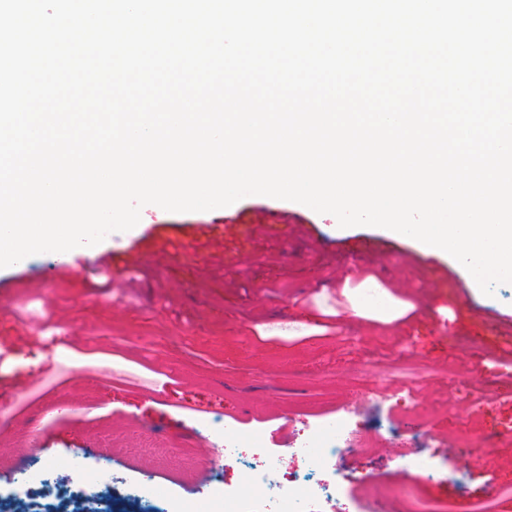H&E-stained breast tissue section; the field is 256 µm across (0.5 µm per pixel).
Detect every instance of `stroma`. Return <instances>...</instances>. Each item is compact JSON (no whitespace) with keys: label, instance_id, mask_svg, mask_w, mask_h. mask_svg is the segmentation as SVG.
Wrapping results in <instances>:
<instances>
[{"label":"stroma","instance_id":"stroma-1","mask_svg":"<svg viewBox=\"0 0 512 512\" xmlns=\"http://www.w3.org/2000/svg\"><path fill=\"white\" fill-rule=\"evenodd\" d=\"M258 208L288 212L308 235L244 224L206 259L188 249L118 275L91 261L136 247L162 221L220 224ZM371 242L391 252L388 264L362 253ZM368 282L388 292L390 309L362 304ZM498 323L512 324V284L484 295L460 265L376 227L342 228L265 196L204 212L145 206L134 228L97 245L0 268V501L26 499L10 469L24 448L65 477L80 448L118 475L192 494L182 459L197 456L201 434L221 452L210 424L264 427L269 448L287 454L304 417L399 374L422 379L410 408L433 436L426 452L440 473L416 481L403 469L415 451L411 422L390 421L380 403L362 423V451L336 460L345 493L398 494L404 512H470L478 502L512 512V376L485 367ZM480 440L487 452L470 459Z\"/></svg>","mask_w":512,"mask_h":512}]
</instances>
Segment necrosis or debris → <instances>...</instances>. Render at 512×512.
I'll return each mask as SVG.
<instances>
[{"mask_svg": "<svg viewBox=\"0 0 512 512\" xmlns=\"http://www.w3.org/2000/svg\"><path fill=\"white\" fill-rule=\"evenodd\" d=\"M361 416L358 404L345 403L330 416L303 420L296 447L310 459L304 474L285 467L261 431L250 432L249 448H241L245 436L229 424L224 427V461L247 464L249 484L261 491L254 512H314L319 504L327 505V512H370L346 499L336 473L337 456L357 447ZM108 481L105 469L86 466L69 492L79 502L95 504L96 512H108L119 499L140 504L146 512H244L240 487L218 481L193 501L142 481L127 484L114 500L108 496Z\"/></svg>", "mask_w": 512, "mask_h": 512, "instance_id": "1", "label": "necrosis or debris"}]
</instances>
